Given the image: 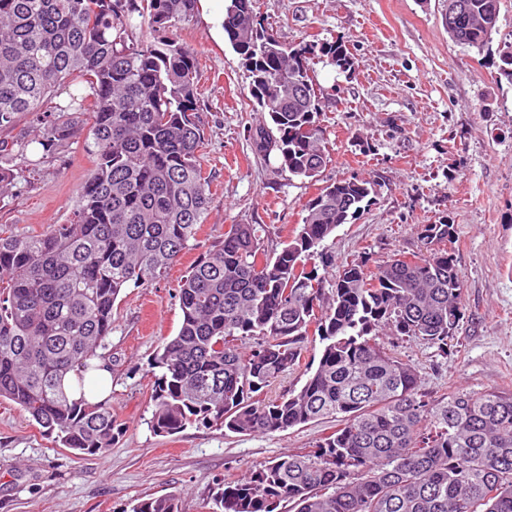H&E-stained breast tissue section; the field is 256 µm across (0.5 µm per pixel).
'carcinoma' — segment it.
Instances as JSON below:
<instances>
[{
    "label": "carcinoma",
    "mask_w": 512,
    "mask_h": 512,
    "mask_svg": "<svg viewBox=\"0 0 512 512\" xmlns=\"http://www.w3.org/2000/svg\"><path fill=\"white\" fill-rule=\"evenodd\" d=\"M448 37L483 49L501 0H456ZM198 0H0V131L22 116L44 125L41 145L69 141L74 127L52 112L87 116L93 169L67 224L20 237L0 227V398L8 399L76 455L112 447V405L72 399L105 350L121 290L161 279L205 222L211 176L198 52L174 35ZM224 34L247 72L249 93L279 136L259 130L255 154L277 152L289 177L318 181L327 165L315 65L343 72V41L290 45L259 19V0H226ZM512 81V41L498 47ZM76 86L65 104L57 90ZM28 142L0 139V187L37 167ZM374 182L324 185L280 251L259 224H232L178 289L182 322L157 350L150 394L157 435L189 425L273 434L332 419L337 429L302 455H286L226 481L220 512H512V393L457 391L433 399L414 366L376 342L388 331L448 353L465 311L453 252L396 254L369 266L358 257L334 280L318 273L324 242L361 210ZM422 244L451 242L444 219L419 226ZM323 344L301 388L267 389L300 366L311 336ZM250 341L248 350L241 342ZM130 512H182L168 493Z\"/></svg>",
    "instance_id": "1"
}]
</instances>
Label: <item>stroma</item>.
Segmentation results:
<instances>
[{
    "instance_id": "1",
    "label": "stroma",
    "mask_w": 512,
    "mask_h": 512,
    "mask_svg": "<svg viewBox=\"0 0 512 512\" xmlns=\"http://www.w3.org/2000/svg\"><path fill=\"white\" fill-rule=\"evenodd\" d=\"M448 0H260L265 24L286 43L346 41L351 71L318 66L329 99L322 125L331 161L325 181L358 176L376 182L362 210L326 240L333 270L359 256L371 264L420 249L418 228L449 219L462 277L465 315L447 352L418 338L380 336L412 364L432 396L454 390L512 392V81L498 70L497 48L512 36V0H501L490 44L477 50L449 39ZM200 64L203 153L212 176L208 215L188 250L163 279L118 296L107 348L112 414L118 434L107 451L74 456L57 447L14 405L0 401V512H130L135 499L179 494L182 512H213L218 483L307 451L331 433L321 420L270 435L193 426L154 434L152 362L176 335L179 283L233 224H263L268 250L281 249L304 216L316 185L289 179L252 150L255 130L270 126L254 111L238 55L202 16L181 26ZM44 128L19 118L12 135L29 143L38 167L29 184L0 200V225L20 236L67 223L92 159L85 131L43 150Z\"/></svg>"
}]
</instances>
